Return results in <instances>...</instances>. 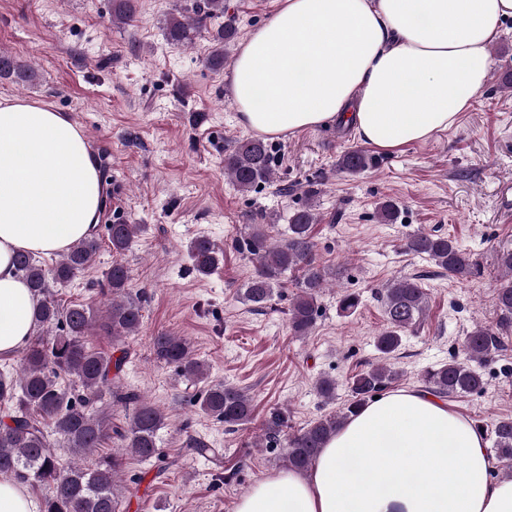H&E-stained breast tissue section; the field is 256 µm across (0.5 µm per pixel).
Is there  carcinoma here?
<instances>
[{
    "instance_id": "obj_1",
    "label": "carcinoma",
    "mask_w": 512,
    "mask_h": 512,
    "mask_svg": "<svg viewBox=\"0 0 512 512\" xmlns=\"http://www.w3.org/2000/svg\"><path fill=\"white\" fill-rule=\"evenodd\" d=\"M178 13H191L195 22L169 13L164 31L169 41L189 45L207 30V22L224 18L209 31L211 50L206 66L214 71L224 69L230 57L229 47L238 34L237 20L224 14V0H181ZM137 0H112V24L134 21ZM0 78L28 83L36 73L16 57L0 53ZM375 164L374 158L362 150L344 153L338 160L341 172L360 173ZM224 171L241 192H249L270 180L271 150L261 139H240L224 155ZM319 216L310 207L297 209L288 217L286 238L274 240L264 224H247L235 239V247L252 256L254 272L242 288V300L263 309L272 300L274 290L282 287L286 274L296 275L297 293L289 307L288 327L296 337L311 333L317 316V301L327 286L328 270L320 263L311 229ZM142 232L140 224L119 222L108 225L112 253L122 255ZM403 248L423 255L458 279L470 276L474 263L455 240L445 234L417 232L409 235ZM99 239L91 235L73 243L59 254L50 268L28 253L16 258L17 270L29 287L41 296L34 313V339L29 343L18 379L0 372V403L9 405L5 422L0 419V474L31 487H44L48 495L42 512H118L114 492L119 467L117 456L99 459L94 466L72 463L62 467L52 452L49 434L59 436L72 454L83 457L104 443L117 440L118 447L149 460L157 455L158 432L165 416L149 400L135 393L119 392V380L127 358L126 339L136 335L142 326L141 301L129 291V274L123 262L115 260L105 274L102 293L111 296L100 326L106 330L112 347L120 355L105 354L90 348L86 337L96 315L85 304L61 306L51 297L49 282L67 283L94 260ZM193 268L209 275L217 267L221 249L210 239L198 237L188 246ZM497 265L506 275L494 295L498 317L491 326L475 325L466 333L463 350L466 361L451 358L425 375L426 389L439 398L470 394L483 388L481 373L468 365L480 362L499 349L500 338L512 334V249L497 253ZM386 327L376 336L375 345L383 355L395 353L402 334L419 324L426 303V292L420 279L405 276L394 279L382 289ZM156 358L175 366L189 381L207 378L204 363L194 357L189 343L180 336L159 334L153 339ZM67 377L71 388L61 385ZM399 373L391 367L372 365L355 375L351 382V401L346 411L320 417L308 426L283 432L285 417L279 411L266 422L268 437L283 441L287 466L297 470L308 468L336 430L357 410L370 402L373 395L391 385ZM131 408L125 424L112 421L105 398ZM199 409L224 422L229 428L247 423L252 414V400L241 388L217 382L208 385L199 400ZM494 452L502 460H512V418H502L494 426Z\"/></svg>"
}]
</instances>
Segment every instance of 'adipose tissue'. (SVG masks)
<instances>
[{"label":"adipose tissue","instance_id":"adipose-tissue-1","mask_svg":"<svg viewBox=\"0 0 512 512\" xmlns=\"http://www.w3.org/2000/svg\"><path fill=\"white\" fill-rule=\"evenodd\" d=\"M512 0H280L242 44L234 99L244 125L277 136L330 120L382 149L452 128L487 85ZM105 182L81 128L0 100V356L18 352L38 298L12 262L90 235ZM480 429L421 390L369 403L305 471L266 476L235 512H512V480Z\"/></svg>","mask_w":512,"mask_h":512}]
</instances>
